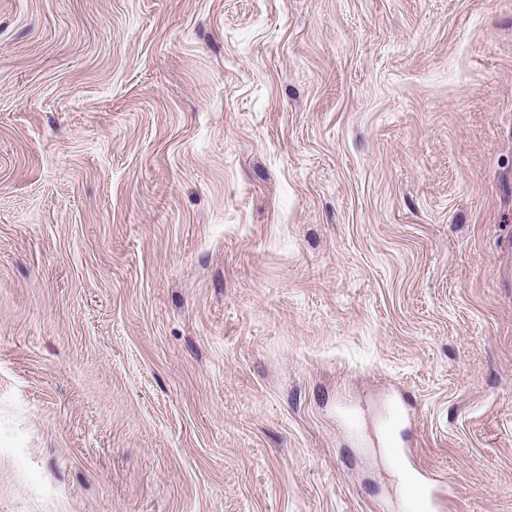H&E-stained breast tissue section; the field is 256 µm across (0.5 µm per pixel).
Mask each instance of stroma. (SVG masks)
I'll return each mask as SVG.
<instances>
[{
	"label": "stroma",
	"instance_id": "1",
	"mask_svg": "<svg viewBox=\"0 0 512 512\" xmlns=\"http://www.w3.org/2000/svg\"><path fill=\"white\" fill-rule=\"evenodd\" d=\"M415 466L512 512V0H0V512Z\"/></svg>",
	"mask_w": 512,
	"mask_h": 512
}]
</instances>
